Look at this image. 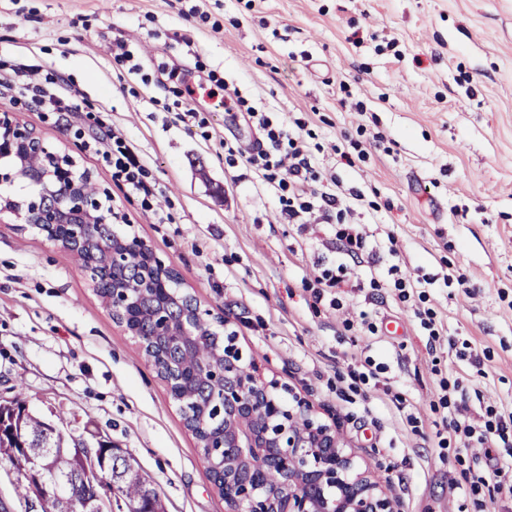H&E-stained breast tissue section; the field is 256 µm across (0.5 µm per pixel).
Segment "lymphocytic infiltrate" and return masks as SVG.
<instances>
[{"label":"lymphocytic infiltrate","mask_w":512,"mask_h":512,"mask_svg":"<svg viewBox=\"0 0 512 512\" xmlns=\"http://www.w3.org/2000/svg\"><path fill=\"white\" fill-rule=\"evenodd\" d=\"M159 70L168 77L164 110L175 113L177 122L186 127H207L208 119L195 103L194 88L185 79L177 78L176 67L164 63ZM206 89L209 95H223L225 111L250 123L260 135L250 148L219 139L216 147L224 154L225 167L250 172L271 193L282 223L298 225L303 231L312 224H327L334 229L330 247L335 260L316 264L313 274L303 281L311 308L326 305L340 309L341 296L354 274L353 267L362 262L372 270L370 287H391L403 303L425 300V293L416 292L413 281L399 276L397 266L377 272L376 245L362 225L353 223L352 215L355 203L367 202L373 210L378 204L365 201L357 189L341 185L323 155V146L317 142L309 119L296 117L291 123H284L278 113L258 109L214 69L207 73ZM0 94L9 95L18 109L41 113L48 123L58 122L62 113L78 112L74 135L96 155L113 183L135 198L153 223H175L172 209L156 204L161 188L152 169L125 133L113 127L109 111L91 106L77 108L70 88L54 70L10 56L0 57ZM439 388L430 407L440 414L434 424L440 449H447V437L451 434L467 452L478 449L488 456L494 445L512 447V410L489 405L483 413L474 415L466 403L452 402L447 383H440ZM466 483L476 512H484L487 486H494L500 497L512 499V463L498 462L489 471L473 472Z\"/></svg>","instance_id":"1"}]
</instances>
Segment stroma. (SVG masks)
Returning <instances> with one entry per match:
<instances>
[{
	"mask_svg": "<svg viewBox=\"0 0 512 512\" xmlns=\"http://www.w3.org/2000/svg\"><path fill=\"white\" fill-rule=\"evenodd\" d=\"M194 5L221 31L191 14ZM117 39L136 44L145 71L174 62L195 83L200 59L282 120L319 112L324 147L360 125L381 135L362 168L340 165L336 176L381 206L353 214L381 245L380 268L428 278L425 305L444 326L435 352L411 305L389 290L351 288L342 309L310 308L302 280L314 261L331 259V226L301 234L281 223L261 184L225 168L213 137L247 145L255 128L221 112L209 113L207 129L186 128L149 104L161 89L134 76L119 82ZM0 53L52 65L77 101L111 111L178 225L152 223L127 200L74 139V113L54 126L38 112L17 113L108 193L128 218L123 232L178 272L210 323L236 332L245 359L287 400L307 401L336 426L400 512H468L465 489L448 487L450 462L433 450L430 401L444 379L471 409L491 399L512 407V0H254L250 9L245 0H0ZM343 82L365 111L342 103ZM458 273L471 289L445 285ZM362 311L373 314L376 333L344 330ZM389 319L405 331L386 330ZM355 347L384 365L408 410L378 388L333 389ZM17 395L64 434L122 448L166 512H225L165 383L84 270L38 230L0 223V399ZM410 413L418 428L407 424Z\"/></svg>",
	"mask_w": 512,
	"mask_h": 512,
	"instance_id": "obj_1",
	"label": "stroma"
}]
</instances>
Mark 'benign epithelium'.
I'll return each mask as SVG.
<instances>
[{
  "instance_id": "benign-epithelium-1",
  "label": "benign epithelium",
  "mask_w": 512,
  "mask_h": 512,
  "mask_svg": "<svg viewBox=\"0 0 512 512\" xmlns=\"http://www.w3.org/2000/svg\"><path fill=\"white\" fill-rule=\"evenodd\" d=\"M0 129L6 152L19 156L33 147H43L44 137L13 116H0ZM72 165L67 155L49 154L42 167L25 172V177L39 187L37 196L6 208L18 223L39 225L50 241L63 248L88 246L86 225L109 226L115 219L80 193L76 182L65 185ZM100 247L114 268L122 266L129 249L150 252L135 235L115 237ZM150 265L154 274L143 276L135 298L130 296L126 281H112L110 310L113 320L149 351L146 360L155 367L159 343L174 338L189 349L198 341L195 322L203 311L190 295L186 296L192 303L189 310L178 300L162 302L155 308L153 332H141L134 316L141 301L155 296L168 280L179 278L174 269L160 262L152 260ZM234 341L233 334L224 336L220 362L211 370L224 385V423L207 425L204 405L200 416L190 423L200 447L217 445L224 449L221 466L210 467V472L224 493L229 512H398L368 470L355 465L336 430L320 423L305 401L297 399L293 405L285 402L278 393V383L265 379L254 362H244ZM267 465L278 467L282 475L274 487L264 482L263 468ZM110 483V479H103L95 512H115Z\"/></svg>"
}]
</instances>
